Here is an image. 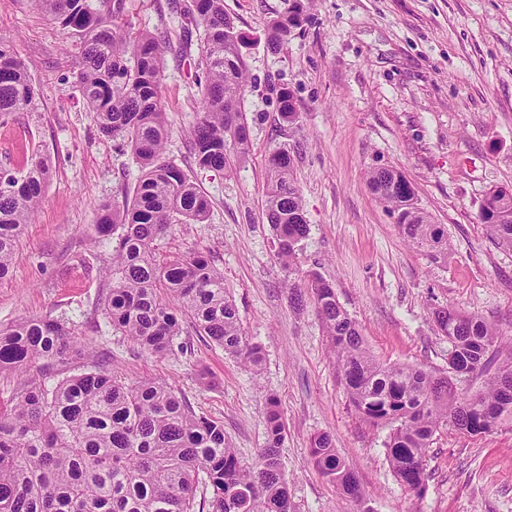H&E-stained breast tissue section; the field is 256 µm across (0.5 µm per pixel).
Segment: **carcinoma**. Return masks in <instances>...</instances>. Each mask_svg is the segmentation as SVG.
Returning <instances> with one entry per match:
<instances>
[{
	"mask_svg": "<svg viewBox=\"0 0 512 512\" xmlns=\"http://www.w3.org/2000/svg\"><path fill=\"white\" fill-rule=\"evenodd\" d=\"M66 34L78 54L83 98L99 131L125 147L139 175L122 188L123 200L102 209L99 232L116 236L112 291L107 314L112 327L142 349L165 356L183 350L182 323L209 337L224 354L257 367L261 347L242 330L224 276L197 246L160 247L172 226L202 224L209 202L190 175L166 160L167 112L160 87L161 38L144 31L120 33L123 0H36ZM184 31L201 32L199 118L189 147L196 164L228 174L251 150L241 110L245 73L233 18L224 0L176 5ZM301 0H288L272 19L268 47L277 52L302 23ZM34 91L24 61L0 41V116L28 109ZM283 120L298 112L285 88L278 95ZM51 178L34 157L22 172L0 168V280L9 276L25 225L32 222ZM370 189L397 216L403 236L439 258L448 253L445 230L411 208L410 182L397 171L378 170ZM499 198L491 196L480 220L512 247V211L489 223ZM265 214L280 264L295 272L299 242L308 233L290 151L268 159ZM311 295L337 360L349 402L369 426L390 427L386 458L398 481L421 496L429 480L427 451L444 427L469 436L486 434L512 420V361L492 367L501 332L476 315L454 308L435 311L448 337V373L388 364L367 347L356 321L335 288L308 274L294 303ZM71 327L50 318H29L0 328V373L18 379L11 396L0 397V512H293L288 480L279 462L285 439L280 403L267 399L265 442L255 462L244 465L224 435V422L197 413L172 386L154 379L128 382L99 364L85 365ZM62 377L48 383L39 363ZM486 373L483 390L469 395L457 380ZM313 464L340 494L361 505V485L337 453L333 438L311 440Z\"/></svg>",
	"mask_w": 512,
	"mask_h": 512,
	"instance_id": "obj_1",
	"label": "carcinoma"
}]
</instances>
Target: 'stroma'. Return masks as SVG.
Returning a JSON list of instances; mask_svg holds the SVG:
<instances>
[{
	"instance_id": "obj_1",
	"label": "stroma",
	"mask_w": 512,
	"mask_h": 512,
	"mask_svg": "<svg viewBox=\"0 0 512 512\" xmlns=\"http://www.w3.org/2000/svg\"><path fill=\"white\" fill-rule=\"evenodd\" d=\"M287 0H224L244 37L250 129L248 160L230 176L200 169L188 132L199 110L201 37L182 58L165 53L161 97L165 156L210 203L202 224L175 225L166 250L199 245L224 275L246 336L263 351L260 369L228 357L185 328L183 351L163 357L116 334L106 315L112 240L99 236L100 208L122 200L138 169L103 137L78 83L63 30L35 0H0V39L28 69L31 109L0 118V167L50 158L53 175L26 225L9 278L0 281V325L33 317L67 321L92 361L130 381L167 382L195 411L219 418L243 463L265 439L267 397L285 423L281 469L294 512H356L314 466L312 438L331 433L373 512H512V423L483 436L439 430L428 450L431 477L414 497L385 455L388 428L374 429L349 404L313 302L296 306L293 279L276 260L265 215L269 155L288 149L309 234L300 273L333 285L340 304L381 360L448 370V341L433 313L452 307L512 335V248L479 218L487 192L512 185V0H304V21L280 52L265 31ZM124 31L181 34L171 0H125ZM299 114L283 122L278 92ZM401 170L417 208L448 235L447 259L407 242L368 176Z\"/></svg>"
}]
</instances>
